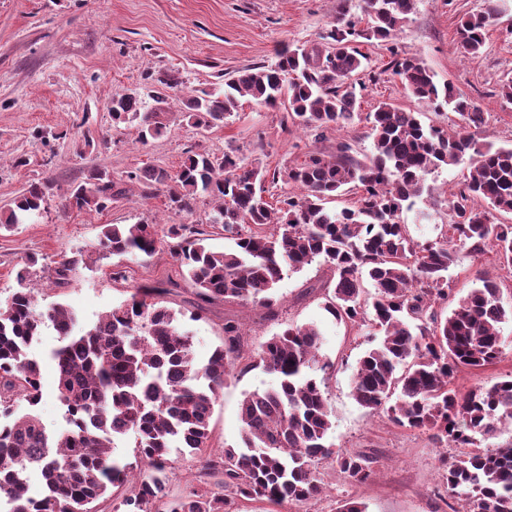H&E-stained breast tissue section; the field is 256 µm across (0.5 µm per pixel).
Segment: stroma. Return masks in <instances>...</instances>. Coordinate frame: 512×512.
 <instances>
[{
	"mask_svg": "<svg viewBox=\"0 0 512 512\" xmlns=\"http://www.w3.org/2000/svg\"><path fill=\"white\" fill-rule=\"evenodd\" d=\"M342 1L351 18L360 20L361 0H0V206L31 181L51 184L37 221L0 232V301L15 290L16 274L25 268L30 272L26 284L39 307L63 304L87 328L133 289L168 284L172 290L165 297L167 306L200 314L189 328L201 358L222 345L228 319L245 328L249 351L286 324L318 323L324 332L321 354L335 363L325 380L335 414L329 436L335 454L316 465L324 492L311 502L284 508L240 499L229 512H339L348 498L363 502L366 512H456L458 504L444 486L440 460L457 456V449L435 443L428 431L394 426L385 414L368 411L354 400L353 374L377 333L328 316L320 288L325 273L319 265L288 274L279 283L278 317L270 320L249 305L201 304L167 246L150 258L88 253L104 224L207 225L209 197L197 198L188 215L170 205L164 187L148 188L134 179L149 166L176 172L188 150L220 156L234 149L261 158L268 171L280 173L302 163L309 153H335L342 141L352 144L357 156L370 154L366 121L325 131L319 139L313 130L288 121L286 105L269 108L248 97L240 98L223 124L207 131L192 127L184 117L188 96L223 87L244 67L274 63L282 46L322 45ZM482 7L483 0H415L393 45L362 44L370 60L361 75L362 112L386 101L449 127L448 109L409 96L389 68L394 54H413L437 83L453 85L480 105L485 115L481 141L511 147L512 101L500 95L499 83L512 77V0H500L484 53L463 54L457 43L460 18ZM153 91L161 94L162 103L150 99ZM117 94L143 96L147 109L167 112L162 135L144 143L137 123L113 126L110 107ZM93 168L126 185L127 196L99 213L66 208L71 190ZM463 174V167L446 166L429 175L435 188L432 199L403 212L402 221L419 241L439 235ZM74 256L79 262L69 285L55 287V263ZM486 275L497 279L503 305L512 307V271L501 267L494 253L461 254L448 273L449 286L462 296L479 287ZM500 331L505 339L501 358L483 369L459 372L454 389L464 393L512 375V321ZM57 344L55 329L47 325L31 348L44 362L36 411L52 431L65 426L54 368L46 361ZM275 383V376L259 367L227 381L211 419L212 447L239 442V406L245 393ZM339 453L372 457V479L348 484L335 460Z\"/></svg>",
	"mask_w": 512,
	"mask_h": 512,
	"instance_id": "1",
	"label": "stroma"
}]
</instances>
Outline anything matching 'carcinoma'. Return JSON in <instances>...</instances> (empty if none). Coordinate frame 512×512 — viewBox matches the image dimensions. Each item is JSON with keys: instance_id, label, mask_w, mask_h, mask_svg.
<instances>
[{"instance_id": "1", "label": "carcinoma", "mask_w": 512, "mask_h": 512, "mask_svg": "<svg viewBox=\"0 0 512 512\" xmlns=\"http://www.w3.org/2000/svg\"><path fill=\"white\" fill-rule=\"evenodd\" d=\"M414 10V0H363L366 27L346 19L340 7L336 26L321 48L284 47L275 64L250 66L224 83V92L192 95L185 117L207 130L224 121L250 96L276 108L288 98V116L303 128L341 129L361 118L359 75L368 56L358 39L391 43ZM499 13L498 0H484L481 11L464 15L457 37L464 53L484 49L488 28ZM390 62L405 90L415 98L448 106L455 130L426 124L420 113L382 102L366 114L372 152L362 159L340 142L336 153H312L288 170L286 183L300 189L281 206L265 198L266 171L259 159L187 151L169 175L144 169L137 179L167 187L171 204L193 211L200 196L214 202L211 227L234 241L217 251L193 224H104L94 252L109 256H151L164 243L204 302L252 304L275 316L276 285L290 272L316 262L330 272L324 309L337 321L373 327L382 333L365 351L354 373L352 395L395 425L432 432L439 444L462 452L444 462L450 493L462 512H512V440L496 443L512 427V377L461 393L450 387L462 368L494 364L504 345L500 324L512 308L500 300L499 283L460 297L446 317L435 305L448 302V271L462 248L474 254L492 250L503 267L512 266V224H496L476 201L499 213H512V147L479 140L484 112L476 102L440 86L416 56ZM131 94L112 98L115 124L139 121L145 141L162 134L164 113L142 111ZM465 164L463 187L449 204L441 239L419 244L400 221L423 195H433L427 176L443 166ZM49 184L32 182L0 207V230L10 231L45 208ZM355 195L348 207L328 204ZM124 190L106 173L93 170L72 190L69 206L103 211ZM78 260L54 268L53 283L63 288ZM29 270L17 274L19 288L0 302V504L6 512H97L112 489L129 486L113 512H226L236 498L273 505L306 503L323 492L315 462L334 454L328 444L333 410L313 371L331 373L335 364L321 356V333L314 325L290 324L260 345L257 359L277 379L276 387L255 390L241 402L242 443L209 451L210 423L221 389L243 358L239 324L224 321V344L205 361L194 352L184 314L163 305L170 289L143 286L101 315L91 327L74 332L77 315L57 303L37 309L27 288ZM374 288L362 299L363 280ZM51 324L58 342L55 362L58 399L68 428L47 429L32 408L41 400L42 366L30 356L42 328ZM133 438L128 462L114 454L115 439ZM201 463L198 482L181 494L170 492V449ZM344 478L363 484L374 474L363 455L336 459ZM40 471L43 490L33 492L27 470Z\"/></svg>"}]
</instances>
